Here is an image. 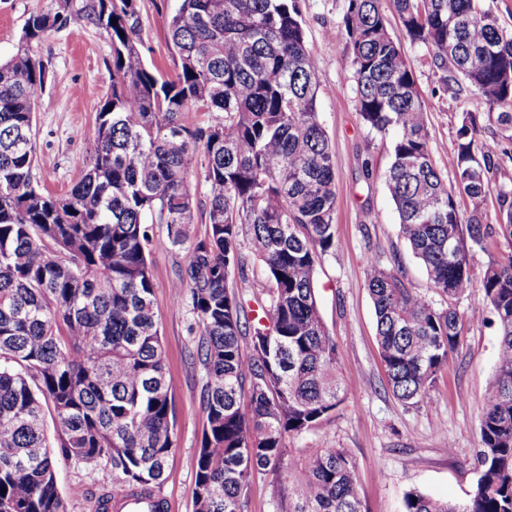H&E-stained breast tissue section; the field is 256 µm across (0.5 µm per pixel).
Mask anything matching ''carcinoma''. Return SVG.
I'll list each match as a JSON object with an SVG mask.
<instances>
[{
	"instance_id": "obj_1",
	"label": "carcinoma",
	"mask_w": 512,
	"mask_h": 512,
	"mask_svg": "<svg viewBox=\"0 0 512 512\" xmlns=\"http://www.w3.org/2000/svg\"><path fill=\"white\" fill-rule=\"evenodd\" d=\"M393 6L410 43L445 73L442 94L478 93L498 109L487 119L502 132L487 140L480 114L464 113L448 186L415 71L381 0H345L340 30L327 36L343 42L362 123L390 140L385 189L399 235L446 298L436 307L401 273L368 267L388 387L415 405L462 345L455 301L470 286L471 256L492 240L512 244V187L491 186L512 161L502 144L512 140V31L479 0ZM87 24L112 44V87L82 132L84 173L56 196L33 175L46 65L30 47L54 29ZM168 38L173 78L144 62L138 0H61L28 18L16 54L0 63V512H69L58 455L112 468V494L98 497L96 512L131 496L163 512L177 439L153 311L154 224L166 225L172 245H187L172 299L190 300L192 357L206 377L194 512H242L257 473L271 476L275 512H362L348 449L288 447L346 394L315 288L321 258L338 246L336 167L298 0H178ZM190 112L212 120L191 125ZM493 190L498 222L487 224L482 205ZM200 205L208 230L195 237ZM252 258L268 287L248 312L233 279L247 276ZM479 288L485 305L468 322L494 315L498 346L473 493L457 505L411 489L402 512H512V252L489 262Z\"/></svg>"
}]
</instances>
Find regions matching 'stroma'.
Here are the masks:
<instances>
[{"mask_svg": "<svg viewBox=\"0 0 512 512\" xmlns=\"http://www.w3.org/2000/svg\"><path fill=\"white\" fill-rule=\"evenodd\" d=\"M58 4L59 0H0V61L16 53L30 15L55 10ZM139 6L145 61L171 76L177 56L168 41V22L177 0H140ZM299 7L307 50L316 65V109L335 154L334 224L341 248L319 263L316 292L325 327L336 344L346 398L297 445L350 449L362 512H401L403 496L412 488L441 501L466 502L478 477L480 406L493 381L496 326H466L462 347L437 373L426 402L405 404L388 389L366 286L369 263L400 265L418 293L437 306L443 299L430 288L424 270L398 236V215L383 188L392 161L390 144L371 133L356 110L343 44L332 36L340 26L344 0H299ZM32 52L48 65L45 86L36 94L34 173L41 187L62 194L82 175L88 145L79 132L94 124L111 87L112 45L94 26H66L33 43ZM405 52L427 108L433 158L446 182H453L448 156L455 148L459 120L463 113H485L489 107L468 90L456 98L441 95V73L425 49L407 45ZM366 159L372 168L368 179L361 169ZM511 251V245L497 240L473 255L471 285L456 305L460 315L482 306L479 284L489 261ZM150 260L177 436L162 495L169 512H193L196 455L205 421L200 404L204 371L190 356L191 306L172 302L171 285L185 264L186 250L170 243L164 225L153 227ZM55 468L60 492L74 487L82 491L71 497L70 512H95L98 496L112 489L108 467L59 457Z\"/></svg>", "mask_w": 512, "mask_h": 512, "instance_id": "obj_1", "label": "stroma"}]
</instances>
